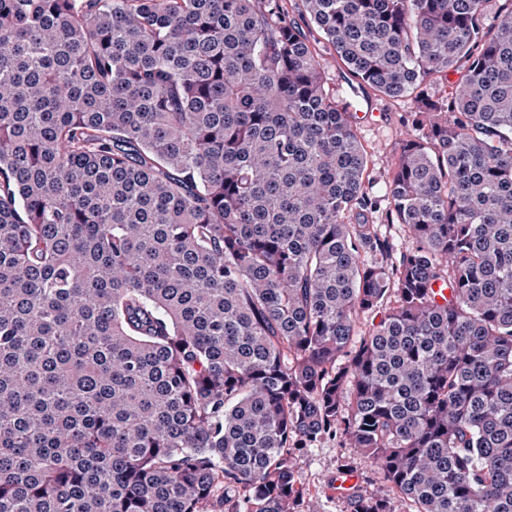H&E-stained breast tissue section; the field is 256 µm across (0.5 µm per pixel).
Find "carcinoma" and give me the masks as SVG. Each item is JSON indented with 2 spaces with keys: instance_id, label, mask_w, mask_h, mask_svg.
Masks as SVG:
<instances>
[{
  "instance_id": "obj_1",
  "label": "carcinoma",
  "mask_w": 512,
  "mask_h": 512,
  "mask_svg": "<svg viewBox=\"0 0 512 512\" xmlns=\"http://www.w3.org/2000/svg\"><path fill=\"white\" fill-rule=\"evenodd\" d=\"M489 2L303 0L416 104L379 200L281 0H0V512H295L296 453L339 434L408 512H512Z\"/></svg>"
}]
</instances>
